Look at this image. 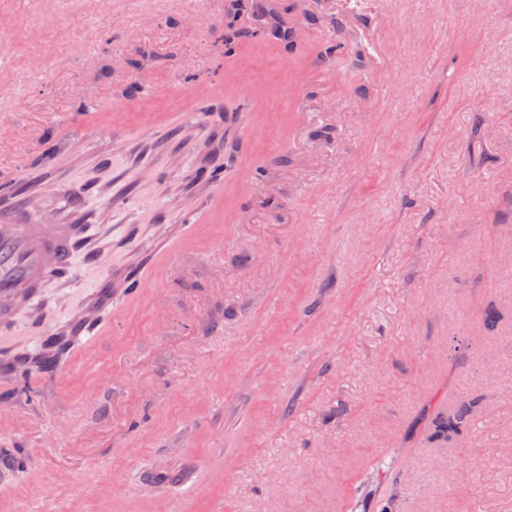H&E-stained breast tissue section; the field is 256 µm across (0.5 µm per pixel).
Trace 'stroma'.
<instances>
[{
  "instance_id": "obj_1",
  "label": "stroma",
  "mask_w": 512,
  "mask_h": 512,
  "mask_svg": "<svg viewBox=\"0 0 512 512\" xmlns=\"http://www.w3.org/2000/svg\"><path fill=\"white\" fill-rule=\"evenodd\" d=\"M193 2L191 20L170 0H112L126 17L118 28L83 0H55L47 18L34 0H0L20 18L0 36V65L18 70L0 113H13L19 132L58 131L82 104L127 114L124 128L86 132L53 158L32 152L20 174L0 157V216L19 196L33 212L56 208L76 232L73 278L50 283L39 325L0 326V354L35 348L85 313L101 277L86 254L111 253L117 288L125 272H146L157 245L187 223L168 198L205 203L213 176L237 174L249 159L277 166L281 202L274 211L250 205L225 225L222 290L197 260L171 284L166 332L137 312L100 342V362L120 360L130 389L104 390L98 405L83 406L67 377L28 380L26 411L45 392L59 398L57 415L23 435L33 466L67 476L84 512H100L95 486L115 465L129 471L123 498L149 495L157 512H176L195 463L223 469L224 512H353L356 497L364 512H512V264L500 260L512 238V0H487L478 15L466 0H341L335 11L329 0H301L287 20L309 36L295 54L276 47L253 63L256 104L218 97L182 112L168 91L214 75L229 21L225 0ZM145 9L156 24L140 26ZM340 20L383 47L405 98L369 80L365 42L324 58ZM408 24L447 34V57L404 70L411 50L397 30ZM61 25L69 42L56 39ZM145 48L155 53L157 96L148 101L131 89ZM29 55L42 58V71L20 69ZM298 57L308 63L311 112L287 147L276 133L288 126L284 85ZM459 81L471 89L461 101ZM329 96L339 102L335 121L320 110ZM364 106L377 112L374 130L351 117ZM254 109L272 137L248 134ZM324 127L335 136L313 168L304 158L322 145L314 133ZM206 139L237 152L202 156L196 145ZM145 168L152 180L141 179ZM368 208L378 223H362ZM298 235L304 251L294 257ZM489 308L500 315L494 333L483 323ZM457 333L479 369L449 366ZM218 359L215 401L196 403L195 386ZM457 397L476 401L478 423L454 446L431 441L427 412ZM215 427L224 431L219 445L207 437ZM139 428L148 438L132 460L124 442ZM381 459L390 469L368 472ZM216 498L198 491L194 512H211Z\"/></svg>"
}]
</instances>
